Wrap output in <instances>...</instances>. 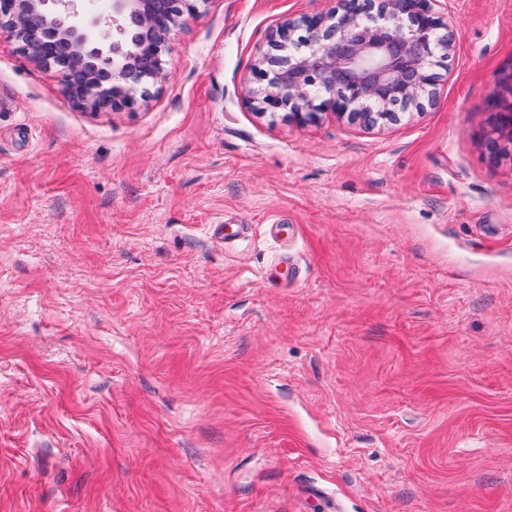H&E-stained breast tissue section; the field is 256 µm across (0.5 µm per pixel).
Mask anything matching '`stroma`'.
Here are the masks:
<instances>
[{"instance_id":"obj_1","label":"stroma","mask_w":512,"mask_h":512,"mask_svg":"<svg viewBox=\"0 0 512 512\" xmlns=\"http://www.w3.org/2000/svg\"><path fill=\"white\" fill-rule=\"evenodd\" d=\"M335 6L198 0L132 112L0 44V512H512V0L398 122L257 113Z\"/></svg>"}]
</instances>
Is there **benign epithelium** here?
Wrapping results in <instances>:
<instances>
[{"mask_svg": "<svg viewBox=\"0 0 512 512\" xmlns=\"http://www.w3.org/2000/svg\"><path fill=\"white\" fill-rule=\"evenodd\" d=\"M435 0H336L273 29L245 86L262 114L304 126L329 109L352 124L394 123L433 100L457 35ZM182 9L168 0H0V41L47 63L63 50L66 93L82 106L134 111L136 86L163 76ZM512 144V109L495 114Z\"/></svg>", "mask_w": 512, "mask_h": 512, "instance_id": "obj_1", "label": "benign epithelium"}]
</instances>
